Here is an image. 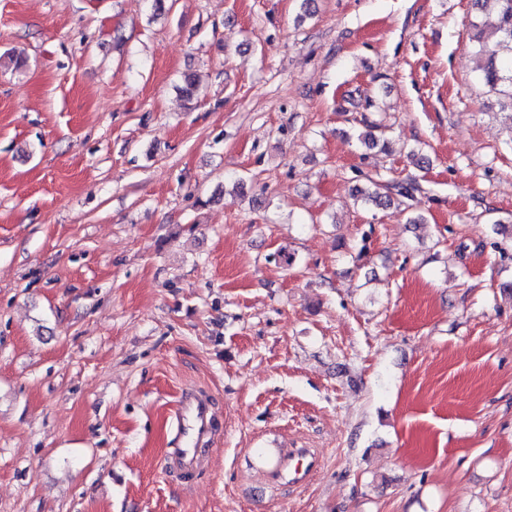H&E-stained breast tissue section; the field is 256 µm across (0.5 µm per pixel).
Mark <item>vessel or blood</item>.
I'll list each match as a JSON object with an SVG mask.
<instances>
[{
	"label": "vessel or blood",
	"instance_id": "obj_1",
	"mask_svg": "<svg viewBox=\"0 0 512 512\" xmlns=\"http://www.w3.org/2000/svg\"><path fill=\"white\" fill-rule=\"evenodd\" d=\"M218 431L211 397L203 392L185 394L175 414V432L165 456L167 466L178 479L186 483L192 480ZM320 467L321 459L313 449L291 448L271 471L270 481L280 487H302Z\"/></svg>",
	"mask_w": 512,
	"mask_h": 512
}]
</instances>
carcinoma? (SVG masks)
Instances as JSON below:
<instances>
[{
  "mask_svg": "<svg viewBox=\"0 0 512 512\" xmlns=\"http://www.w3.org/2000/svg\"><path fill=\"white\" fill-rule=\"evenodd\" d=\"M489 1L496 6L494 28L499 40L492 47L487 45L483 39L482 24H472L474 33L471 41L477 58V72L484 86L512 97V0H477L479 3ZM412 190L410 185L390 186L375 182L371 189H357V197L366 205L386 208L395 196L411 197Z\"/></svg>",
  "mask_w": 512,
  "mask_h": 512,
  "instance_id": "cac0c4a2",
  "label": "carcinoma"
}]
</instances>
